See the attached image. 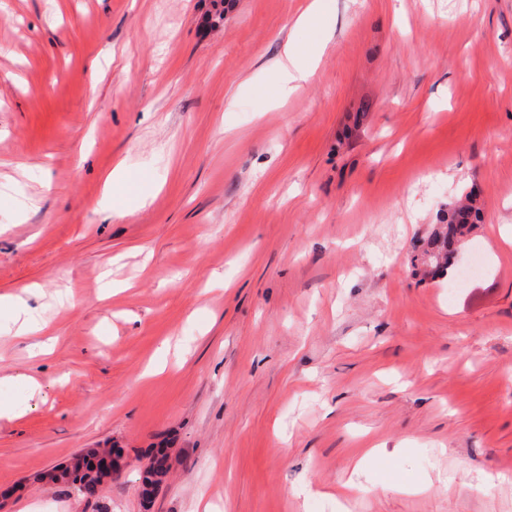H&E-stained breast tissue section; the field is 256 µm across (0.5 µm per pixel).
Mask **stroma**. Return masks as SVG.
<instances>
[{
  "label": "stroma",
  "instance_id": "1",
  "mask_svg": "<svg viewBox=\"0 0 512 512\" xmlns=\"http://www.w3.org/2000/svg\"><path fill=\"white\" fill-rule=\"evenodd\" d=\"M310 3L0 0V294L55 338L0 333V512H512V0ZM107 444L99 501L37 481ZM301 54V47L287 42L280 59L272 64V68L280 74L281 97H287L289 92L306 82L312 74V69L300 62ZM479 212L474 206V200L469 198L466 203L459 204L448 210V215L444 218L441 231L437 232L429 240L430 248H435L439 254H444L443 263L436 266L433 276L448 269L449 254L452 246L458 237H462L468 230L467 224H475L478 220Z\"/></svg>",
  "mask_w": 512,
  "mask_h": 512
}]
</instances>
